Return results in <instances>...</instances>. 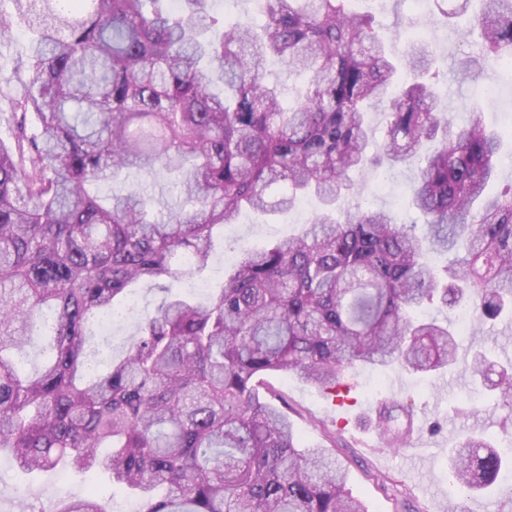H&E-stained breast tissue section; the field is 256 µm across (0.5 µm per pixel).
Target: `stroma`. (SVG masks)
I'll return each instance as SVG.
<instances>
[{"label": "stroma", "mask_w": 512, "mask_h": 512, "mask_svg": "<svg viewBox=\"0 0 512 512\" xmlns=\"http://www.w3.org/2000/svg\"><path fill=\"white\" fill-rule=\"evenodd\" d=\"M358 9L374 11L385 35L391 36L395 54H403L409 42H427L438 56L442 70L441 100L444 118L457 125L479 116L488 130L503 136L500 176L491 193L512 183V81L503 71L488 70L476 79L463 78L457 61L474 52L473 43L450 24L435 0L416 4L415 0H359ZM417 19L416 28H406L408 19ZM385 181L375 174H354L357 188L345 207L382 208L397 215L401 223L422 224L423 218L410 205L411 169H386ZM115 191L137 190L161 201L162 210H178L183 201L172 175L146 173L132 168L114 183ZM318 207L315 197H304L292 210L269 217L243 213L238 223L225 227L214 242L215 259L202 278L215 287L230 271L232 258L241 248H262L297 233L309 223ZM135 307L122 320L113 322L110 341L113 358H120L127 341L141 319L158 302V292L149 284L134 287ZM269 388L286 400L295 429L304 446H330L338 442L349 458L348 487L368 512H448L452 498L448 482V450L467 434L476 432L492 441L512 433V409L488 411L476 393L471 377L456 368L439 375L425 376L399 365L360 368L346 374L341 388L347 399L345 411L334 410L330 397L296 378L278 373L267 376ZM406 400L415 405V432L407 447H388L375 428L374 405L382 400ZM337 440H330V431ZM96 487L105 512H119L130 495L111 487L106 476L88 480L59 471L27 473L19 466L0 468V512H59L66 498L84 495Z\"/></svg>", "instance_id": "1"}]
</instances>
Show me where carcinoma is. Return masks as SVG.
<instances>
[{"label":"carcinoma","instance_id":"cac0c4a2","mask_svg":"<svg viewBox=\"0 0 512 512\" xmlns=\"http://www.w3.org/2000/svg\"><path fill=\"white\" fill-rule=\"evenodd\" d=\"M0 30L29 32L26 58L0 67L11 138L0 139V456L27 470H101L139 495L140 512H368L336 449L300 444L281 397L260 392L282 372L323 390L358 367L430 374L463 362L512 408V364L459 353L470 335L512 315V186L499 178V136L479 117L441 123L428 44L397 66L375 16L349 0H263L264 23L218 25L209 0H10ZM477 53L467 74L512 58V0H461ZM308 75L285 104L269 63ZM385 105L377 142L368 115ZM438 148L421 153L427 141ZM415 165L421 232L384 209L336 215L352 174ZM136 166L179 177L187 208L168 220L154 198L99 194ZM316 196L298 234L243 248L220 288L176 291L214 259L218 230L245 211L282 213ZM448 254L432 266L427 250ZM188 258L189 263L182 262ZM166 292L119 360L93 374L90 325L126 304L131 286ZM43 320L46 343L33 327ZM413 405L379 413L406 447ZM512 449L480 435L448 453L459 496L503 476ZM61 512H105L97 492Z\"/></svg>","mask_w":512,"mask_h":512}]
</instances>
